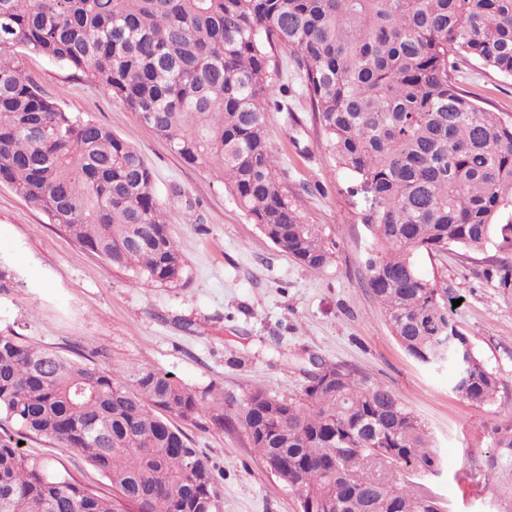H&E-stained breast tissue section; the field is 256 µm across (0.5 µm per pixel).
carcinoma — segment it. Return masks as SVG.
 Returning <instances> with one entry per match:
<instances>
[{"instance_id": "1", "label": "carcinoma", "mask_w": 512, "mask_h": 512, "mask_svg": "<svg viewBox=\"0 0 512 512\" xmlns=\"http://www.w3.org/2000/svg\"><path fill=\"white\" fill-rule=\"evenodd\" d=\"M286 45L326 160L371 195L368 288L414 359L448 364L477 406L499 378L448 314V289L415 257L448 247L512 252V124L452 76L459 55L512 77V0H0V181L85 249L135 279L174 284L184 260L142 155L63 110L23 68L28 51L137 112L224 188L279 249L312 271L332 258L279 183L264 112L288 93ZM300 512H443L419 479L443 461L388 385L315 363L298 399H236L144 367L106 371L0 336V415L80 451L110 482L88 491L0 436V512H212L216 479L167 416L228 411ZM478 483L512 512V421L484 428ZM274 63L278 64L277 72L273 73V79L277 84L288 83L293 89L298 85V68L289 50L286 47H278L274 52Z\"/></svg>"}]
</instances>
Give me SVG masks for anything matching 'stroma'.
Segmentation results:
<instances>
[{
  "label": "stroma",
  "instance_id": "stroma-1",
  "mask_svg": "<svg viewBox=\"0 0 512 512\" xmlns=\"http://www.w3.org/2000/svg\"><path fill=\"white\" fill-rule=\"evenodd\" d=\"M24 69L65 111L88 118L135 147L152 169L157 199L185 270L165 286L133 281L73 241L47 215L0 182V335L54 350L106 370L147 367L203 390L236 398L261 390L300 397L314 361L343 366L394 389L428 426L444 467L425 482L446 512H490L491 497L470 473L486 449L484 427L512 419V253L449 247L418 254L428 278L447 288L448 313L500 378L496 402L474 406L457 395L447 368L427 367L392 336L367 286L370 237L359 220L363 196L329 165L310 106L298 93L265 114L268 144L289 200L318 225L332 253L309 271L276 247L208 171L185 163L168 141L122 101L50 58L29 52ZM459 85L512 123V78L455 60ZM218 480L214 512H299V500L263 464L236 424L175 419ZM0 431L22 436L26 453L66 468L83 485L107 481L76 449L22 435L0 416Z\"/></svg>",
  "mask_w": 512,
  "mask_h": 512
}]
</instances>
